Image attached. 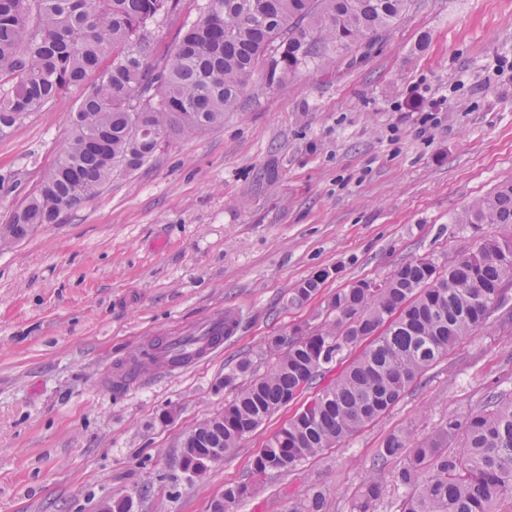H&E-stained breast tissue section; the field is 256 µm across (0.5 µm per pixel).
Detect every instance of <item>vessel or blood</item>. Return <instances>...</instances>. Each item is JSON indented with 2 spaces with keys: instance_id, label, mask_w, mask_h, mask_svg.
<instances>
[{
  "instance_id": "obj_1",
  "label": "vessel or blood",
  "mask_w": 512,
  "mask_h": 512,
  "mask_svg": "<svg viewBox=\"0 0 512 512\" xmlns=\"http://www.w3.org/2000/svg\"><path fill=\"white\" fill-rule=\"evenodd\" d=\"M224 344V317L216 314L194 326L191 335H175L162 342L154 353L156 367L178 366L187 354L201 357L219 350Z\"/></svg>"
}]
</instances>
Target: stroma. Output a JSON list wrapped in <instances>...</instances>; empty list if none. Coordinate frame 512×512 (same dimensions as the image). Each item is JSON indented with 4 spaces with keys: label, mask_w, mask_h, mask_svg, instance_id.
Returning a JSON list of instances; mask_svg holds the SVG:
<instances>
[{
    "label": "stroma",
    "mask_w": 512,
    "mask_h": 512,
    "mask_svg": "<svg viewBox=\"0 0 512 512\" xmlns=\"http://www.w3.org/2000/svg\"><path fill=\"white\" fill-rule=\"evenodd\" d=\"M78 89L0 139V224L55 161ZM512 177V0H409L354 66L281 88L254 84L223 125L161 148L133 173L24 240L0 243V512H209L294 414L288 405L203 479L184 434L224 409L216 383L240 359L265 374L270 337L315 326L327 297L400 263L447 267L495 224L456 223ZM321 293L286 304L321 271ZM215 312L222 350L162 372L125 364ZM512 395V335L496 320L462 340L381 419L296 471L270 472L236 512H290L301 491L350 512L389 435L423 437L491 392Z\"/></svg>",
    "instance_id": "obj_1"
}]
</instances>
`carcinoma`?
Returning <instances> with one entry per match:
<instances>
[{"instance_id": "1", "label": "carcinoma", "mask_w": 512, "mask_h": 512, "mask_svg": "<svg viewBox=\"0 0 512 512\" xmlns=\"http://www.w3.org/2000/svg\"><path fill=\"white\" fill-rule=\"evenodd\" d=\"M407 0H202L174 49L149 63L146 50L161 20L180 0H0V136L56 96L84 90L70 134L35 192L0 239L17 242L78 208L117 172L131 173L179 137L201 136L237 110L256 79L281 87L334 58L348 65L370 40L400 19ZM457 224L512 226V179L473 200ZM327 272L289 291L300 307L321 290ZM512 284V237H485L438 271L428 257L396 267L378 288L362 280L332 294L326 317L293 335L274 336V358L261 377L242 360L220 386L234 393L224 411L196 433L198 455L183 471L209 472L208 458L235 452L275 412L336 371L251 463L250 476L293 472L303 461L345 442L387 413L406 391L506 303ZM460 439L457 450L448 442ZM401 512H500L512 499V400L487 396L461 422L448 418L413 447L390 435L373 470L394 456ZM253 492L243 482L224 489L214 512H235ZM383 485L372 474L353 495L350 512H378ZM323 492L301 495L291 512H326Z\"/></svg>"}]
</instances>
